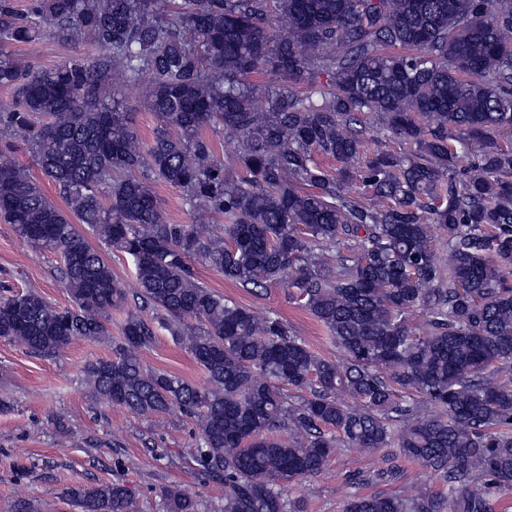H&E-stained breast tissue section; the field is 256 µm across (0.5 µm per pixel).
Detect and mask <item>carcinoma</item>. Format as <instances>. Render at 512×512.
<instances>
[{"mask_svg":"<svg viewBox=\"0 0 512 512\" xmlns=\"http://www.w3.org/2000/svg\"><path fill=\"white\" fill-rule=\"evenodd\" d=\"M44 36L95 51L36 70L0 56V88L18 97L0 109V218L60 258L71 305L1 296L0 338L48 357L112 338L130 294L83 224L132 267L139 309L87 365L94 396L195 418L224 512H304L288 484L342 449L392 446L448 496L354 494L343 512H496L512 491V0H31L25 15L0 0L1 40ZM114 85L141 87L151 143ZM367 112L376 137L414 150H369ZM209 130L237 138L233 159ZM12 135L67 209L8 157ZM354 177L371 197L348 190ZM156 179L224 224L168 223ZM342 241L350 253L329 254ZM198 265L290 289L342 357L203 286ZM159 327L205 383L143 364ZM400 478L392 465L366 481ZM64 496L75 512H134L119 483ZM163 500L197 512L178 487Z\"/></svg>","mask_w":512,"mask_h":512,"instance_id":"obj_1","label":"carcinoma"}]
</instances>
